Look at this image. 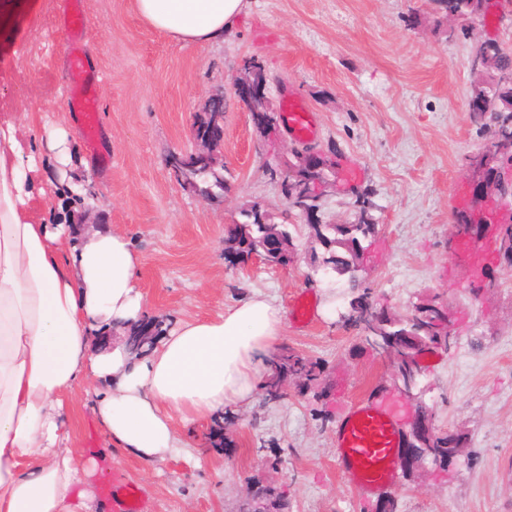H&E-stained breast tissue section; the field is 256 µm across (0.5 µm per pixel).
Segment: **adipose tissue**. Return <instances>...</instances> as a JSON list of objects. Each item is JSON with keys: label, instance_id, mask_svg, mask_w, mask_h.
Listing matches in <instances>:
<instances>
[{"label": "adipose tissue", "instance_id": "ef3b65f1", "mask_svg": "<svg viewBox=\"0 0 512 512\" xmlns=\"http://www.w3.org/2000/svg\"><path fill=\"white\" fill-rule=\"evenodd\" d=\"M248 0H135L142 19L174 40L215 44L232 34ZM41 166L13 119L0 117V512H98L110 457L69 447L66 397L94 390L106 436L146 461L179 445L177 423L250 402L257 359L283 317L253 294L215 317L180 322L146 355L102 345L138 323L140 259L105 228L76 235L50 224Z\"/></svg>", "mask_w": 512, "mask_h": 512}]
</instances>
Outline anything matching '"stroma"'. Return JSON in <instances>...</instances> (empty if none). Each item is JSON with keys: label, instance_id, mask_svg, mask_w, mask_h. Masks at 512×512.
Here are the masks:
<instances>
[{"label": "stroma", "instance_id": "35a3bbf8", "mask_svg": "<svg viewBox=\"0 0 512 512\" xmlns=\"http://www.w3.org/2000/svg\"><path fill=\"white\" fill-rule=\"evenodd\" d=\"M84 7L112 163L101 166L79 147L75 159L89 165L85 201L55 199L47 221L74 225L87 211L97 227L130 239L140 256L143 319L168 327L205 319L257 292L284 317L273 353L288 348L325 366L316 391L292 378L271 401L259 385L250 405L178 427L181 446L165 460L113 449V468L140 491V512H239L253 483L272 484L284 512H375L376 497L337 469L334 445L343 414L366 397L397 406L404 426L425 406L435 429L465 440L447 467L397 474L396 512H512V264L488 260L492 286L476 294L449 243L455 213L471 197V160L491 145L469 110L473 41L492 38L512 53V0H489L486 22L467 21L466 36L449 34L431 0H250L219 45L171 39L138 15L134 0ZM61 8L62 0H11L9 21L0 22V113L26 126L51 178L61 164L45 146L48 133L78 130L66 105ZM251 62L269 76L271 108L282 109L289 91L303 98L316 114L315 143L338 150L323 222L351 223V188L370 194L378 231L363 242L360 288L317 263L324 246L301 216L289 215L279 180L267 173L273 160H291L292 140L261 135L235 95ZM217 95L223 184L207 177L190 190L168 159L194 149L196 118ZM254 209L271 222L289 220L296 250L288 265L225 264L229 230ZM364 287L394 315L430 299L447 307L456 343L430 351L414 399L393 389L388 360L344 323ZM300 295L311 302L304 322L292 313ZM93 401L82 391L71 399L70 447L104 446Z\"/></svg>", "mask_w": 512, "mask_h": 512}]
</instances>
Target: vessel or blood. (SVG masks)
<instances>
[{
	"mask_svg": "<svg viewBox=\"0 0 512 512\" xmlns=\"http://www.w3.org/2000/svg\"><path fill=\"white\" fill-rule=\"evenodd\" d=\"M60 25L69 38L65 60L68 88L67 108L78 121L89 151L99 149L102 117L99 111L98 74L92 70L85 49L86 16L83 0H65L59 16ZM288 129L297 140L315 134V116L301 101L286 103ZM402 447V428L397 412L383 403L362 400L353 404L336 428V463L359 492L374 495L395 483L394 460ZM104 497L111 501L113 512H136L137 489L134 485L109 479L102 485Z\"/></svg>",
	"mask_w": 512,
	"mask_h": 512,
	"instance_id": "b4317fda",
	"label": "vessel or blood"
}]
</instances>
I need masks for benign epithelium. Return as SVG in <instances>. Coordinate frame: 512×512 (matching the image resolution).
Returning a JSON list of instances; mask_svg holds the SVG:
<instances>
[{"mask_svg": "<svg viewBox=\"0 0 512 512\" xmlns=\"http://www.w3.org/2000/svg\"><path fill=\"white\" fill-rule=\"evenodd\" d=\"M268 75L265 69L250 66L245 69L244 77L234 83L236 95L247 105L256 125L271 133H280L284 121L281 114L270 108L265 90ZM204 114L208 117L207 134L195 137L197 148L191 151L177 152L170 157L169 167L187 188L191 187L187 178L189 172L199 168L209 170L218 164V153L224 139V97L216 96L208 100ZM297 164L289 162L279 164L281 180L285 182V199L308 224H320L322 220L319 210L309 205L313 200H321L326 188L323 173L328 167L325 152L311 145L292 147ZM469 184L472 199L479 202H491L494 207L482 212L476 219L486 233L490 234L497 253L512 240V226L501 222L499 218L502 206L512 198V162H504L501 151L488 148L476 155V163L471 168ZM465 241L469 252L463 257L475 259L485 253L483 237L473 233V225H456V235L453 241ZM293 247L288 245V239L277 233H269L261 239L257 248L248 250L224 246V261L232 267L243 266L249 260L258 256L269 265H283L293 257ZM426 308L424 324L421 330L429 336L438 337V346L449 350L455 343L451 334L450 320L443 305L435 300L422 303ZM367 339L370 347L388 358L396 375L404 380V384L395 385L396 390L403 396H414V387L423 375V367L418 357L413 354H398L402 347L396 340L370 332ZM432 435L427 424L413 420L408 431L404 432L405 444L398 459L399 468L409 473L421 465L418 449L412 447L414 436Z\"/></svg>", "mask_w": 512, "mask_h": 512, "instance_id": "benign-epithelium-1", "label": "benign epithelium"}]
</instances>
